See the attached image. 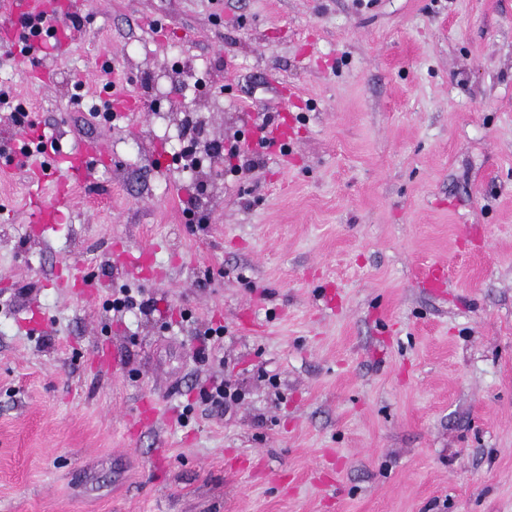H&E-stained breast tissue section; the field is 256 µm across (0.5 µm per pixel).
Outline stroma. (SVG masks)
Wrapping results in <instances>:
<instances>
[{
	"label": "stroma",
	"mask_w": 512,
	"mask_h": 512,
	"mask_svg": "<svg viewBox=\"0 0 512 512\" xmlns=\"http://www.w3.org/2000/svg\"><path fill=\"white\" fill-rule=\"evenodd\" d=\"M79 13L42 78L0 65L39 132L107 156L31 226L49 190L0 110V512H512V0ZM103 57L139 122L92 118ZM280 111L287 155L178 164L186 118L203 153ZM120 241L152 247L156 277L116 267ZM65 264L99 296L55 287ZM225 377L219 414L201 391ZM146 399L158 417L132 429Z\"/></svg>",
	"instance_id": "1"
}]
</instances>
